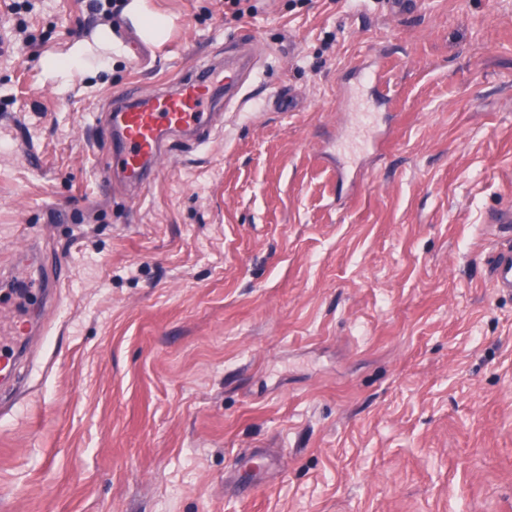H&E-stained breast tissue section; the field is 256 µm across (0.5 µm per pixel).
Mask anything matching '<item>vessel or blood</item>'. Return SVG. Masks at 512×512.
I'll return each instance as SVG.
<instances>
[{
  "label": "vessel or blood",
  "instance_id": "1",
  "mask_svg": "<svg viewBox=\"0 0 512 512\" xmlns=\"http://www.w3.org/2000/svg\"><path fill=\"white\" fill-rule=\"evenodd\" d=\"M244 62L235 60L224 67L205 63L176 83L142 99L125 93L112 100L108 128L112 141V170L133 192H141L160 169V162L175 137L191 133L206 138L214 123L219 97L244 101ZM364 86L376 108L389 107L394 90L379 72L367 73ZM60 268H46L30 275L26 292L43 299L60 280ZM489 275L499 293L512 295V246L497 247L490 256ZM23 343V331L16 321L0 325V378L13 376Z\"/></svg>",
  "mask_w": 512,
  "mask_h": 512
}]
</instances>
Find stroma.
Listing matches in <instances>:
<instances>
[{
    "label": "stroma",
    "mask_w": 512,
    "mask_h": 512,
    "mask_svg": "<svg viewBox=\"0 0 512 512\" xmlns=\"http://www.w3.org/2000/svg\"><path fill=\"white\" fill-rule=\"evenodd\" d=\"M37 0L0 52V266L67 278L0 394V512H512V0ZM112 30L63 87L42 62ZM250 55L256 95L132 197L112 97ZM398 104L365 153L352 90ZM362 159L346 190L336 161ZM277 464L259 476L254 455ZM138 1L140 0H132V2L126 6V10L136 11L137 14L141 15L145 33L147 35L157 36L167 27L169 20L164 16L140 11V2ZM366 75L368 78L365 81H360L359 84L368 89L376 108L381 110V108H387L393 104L396 94L389 84L381 79L379 72L369 69L366 71ZM489 275L492 284L501 294L512 295V246L497 247L490 256Z\"/></svg>",
    "instance_id": "1"
}]
</instances>
